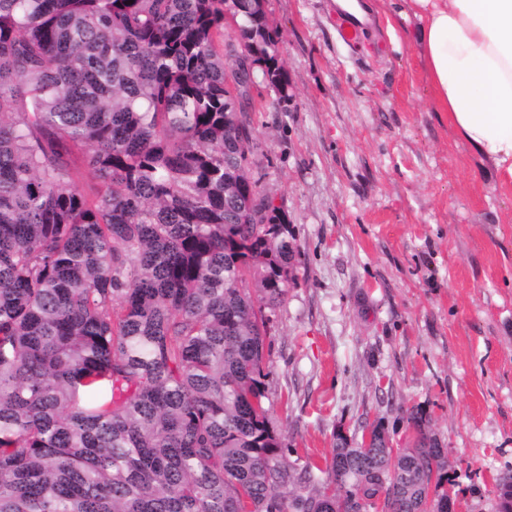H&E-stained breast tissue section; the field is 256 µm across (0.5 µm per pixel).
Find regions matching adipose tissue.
Here are the masks:
<instances>
[{
	"instance_id": "ef3b65f1",
	"label": "adipose tissue",
	"mask_w": 512,
	"mask_h": 512,
	"mask_svg": "<svg viewBox=\"0 0 512 512\" xmlns=\"http://www.w3.org/2000/svg\"><path fill=\"white\" fill-rule=\"evenodd\" d=\"M432 94L512 185V0H410Z\"/></svg>"
}]
</instances>
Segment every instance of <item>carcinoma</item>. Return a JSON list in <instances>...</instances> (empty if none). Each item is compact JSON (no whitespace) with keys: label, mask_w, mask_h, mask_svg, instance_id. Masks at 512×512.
<instances>
[{"label":"carcinoma","mask_w":512,"mask_h":512,"mask_svg":"<svg viewBox=\"0 0 512 512\" xmlns=\"http://www.w3.org/2000/svg\"><path fill=\"white\" fill-rule=\"evenodd\" d=\"M230 25L288 86L254 0H0V512H416L450 481L416 414L395 454L336 434L323 480L285 461L257 314L297 248Z\"/></svg>","instance_id":"1"}]
</instances>
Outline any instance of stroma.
<instances>
[{
	"label": "stroma",
	"mask_w": 512,
	"mask_h": 512,
	"mask_svg": "<svg viewBox=\"0 0 512 512\" xmlns=\"http://www.w3.org/2000/svg\"><path fill=\"white\" fill-rule=\"evenodd\" d=\"M360 3L356 55L334 0H267L288 100L256 91L249 172L298 256L266 312V405L298 468L378 421L412 445L417 413L462 512H495L512 478V187L438 111L408 0ZM340 40L352 50H361L365 41L363 39L367 25L354 17L336 12L333 20Z\"/></svg>",
	"instance_id": "obj_1"
}]
</instances>
